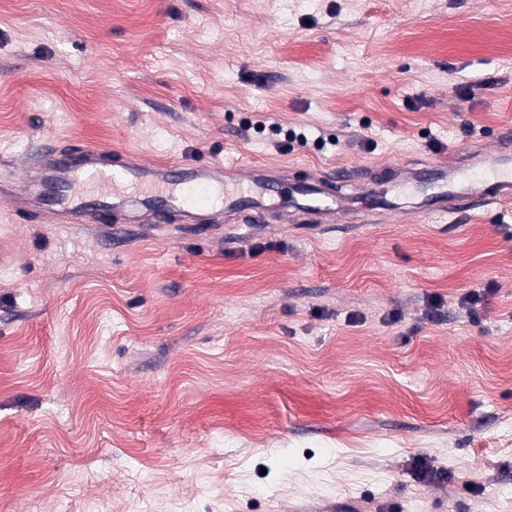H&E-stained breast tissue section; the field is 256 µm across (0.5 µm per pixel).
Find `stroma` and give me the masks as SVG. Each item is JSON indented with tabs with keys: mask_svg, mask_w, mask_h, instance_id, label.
<instances>
[{
	"mask_svg": "<svg viewBox=\"0 0 512 512\" xmlns=\"http://www.w3.org/2000/svg\"><path fill=\"white\" fill-rule=\"evenodd\" d=\"M508 121L512 0H0V512H512V214L112 235L8 199L45 145L295 183Z\"/></svg>",
	"mask_w": 512,
	"mask_h": 512,
	"instance_id": "35a3bbf8",
	"label": "stroma"
}]
</instances>
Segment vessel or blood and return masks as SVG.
Here are the masks:
<instances>
[{
    "label": "vessel or blood",
    "mask_w": 512,
    "mask_h": 512,
    "mask_svg": "<svg viewBox=\"0 0 512 512\" xmlns=\"http://www.w3.org/2000/svg\"><path fill=\"white\" fill-rule=\"evenodd\" d=\"M30 165L34 190L15 195L16 215L51 216L57 224H264L271 215L308 224H373L397 206L394 195L424 183L428 194L417 210L424 220L461 215L512 201V126L502 127L492 144H479L467 163L440 158L418 168H394L388 195L376 178L339 168L308 176L292 193L279 172L241 165L238 190L224 187V174L208 163H142L126 153L87 148L70 154L44 151ZM107 186V193L72 198L74 181Z\"/></svg>",
    "instance_id": "1"
}]
</instances>
